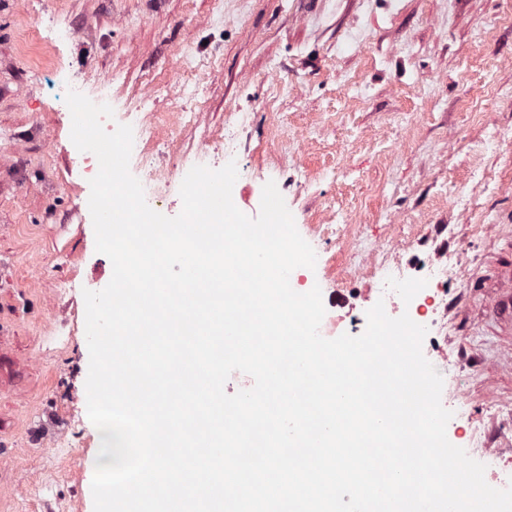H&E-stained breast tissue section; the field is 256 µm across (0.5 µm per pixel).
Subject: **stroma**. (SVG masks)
<instances>
[{"label": "stroma", "instance_id": "obj_1", "mask_svg": "<svg viewBox=\"0 0 512 512\" xmlns=\"http://www.w3.org/2000/svg\"><path fill=\"white\" fill-rule=\"evenodd\" d=\"M106 78L125 124L164 131L157 212L180 213L185 171L223 160L230 129L239 210L272 181L301 230L354 225L314 247L325 307H372L360 248L458 255L438 342L468 368L448 436L512 446V322L492 303L512 264V0H0V512H94L83 292L113 266L65 95L98 99Z\"/></svg>", "mask_w": 512, "mask_h": 512}]
</instances>
